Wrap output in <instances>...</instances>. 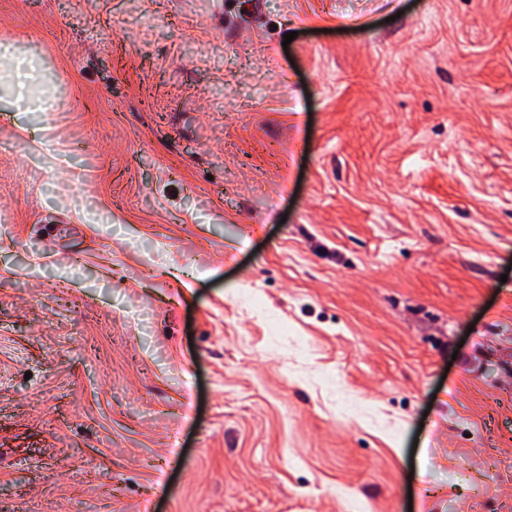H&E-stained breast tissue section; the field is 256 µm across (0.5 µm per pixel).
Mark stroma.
<instances>
[{
    "instance_id": "1",
    "label": "stroma",
    "mask_w": 512,
    "mask_h": 512,
    "mask_svg": "<svg viewBox=\"0 0 512 512\" xmlns=\"http://www.w3.org/2000/svg\"><path fill=\"white\" fill-rule=\"evenodd\" d=\"M0 42L48 91L0 105V512H512V0Z\"/></svg>"
}]
</instances>
